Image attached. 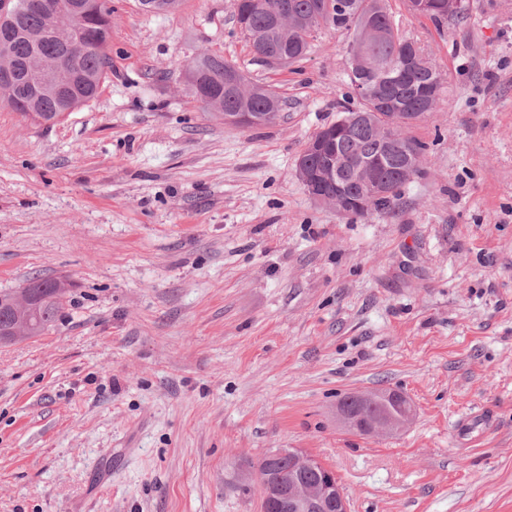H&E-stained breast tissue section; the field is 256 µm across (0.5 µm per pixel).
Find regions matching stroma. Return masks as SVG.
Wrapping results in <instances>:
<instances>
[{
	"mask_svg": "<svg viewBox=\"0 0 512 512\" xmlns=\"http://www.w3.org/2000/svg\"><path fill=\"white\" fill-rule=\"evenodd\" d=\"M437 28L390 0L444 88L396 207L313 201L308 140L355 107L347 38L277 66L235 0H112V72L65 120L0 101V292L69 280L45 334L0 346V512H261L257 462L298 448L351 512H512V0ZM220 53L284 100L238 129L183 74ZM397 389L392 437L343 396ZM391 398L399 404L400 414L390 416L377 411L383 399ZM356 405L365 410H371L367 423L360 427L357 420L351 416L350 406ZM340 421L350 431L367 436L390 437L406 428L416 416L414 402L404 393L396 390H378L368 393H358L347 396L338 405Z\"/></svg>",
	"mask_w": 512,
	"mask_h": 512,
	"instance_id": "stroma-1",
	"label": "stroma"
}]
</instances>
